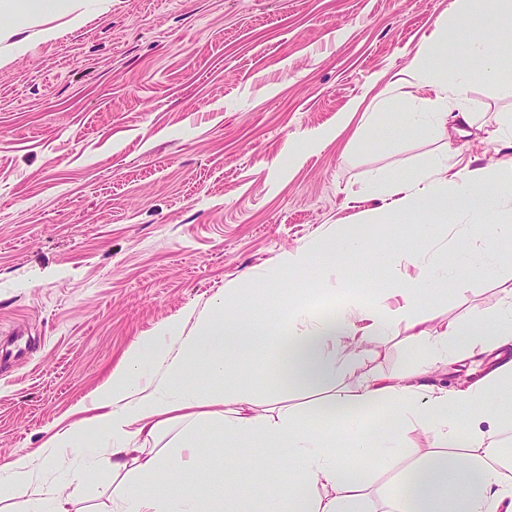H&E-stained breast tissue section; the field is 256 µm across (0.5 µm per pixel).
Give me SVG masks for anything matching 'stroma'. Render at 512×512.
Masks as SVG:
<instances>
[{
  "instance_id": "1",
  "label": "stroma",
  "mask_w": 512,
  "mask_h": 512,
  "mask_svg": "<svg viewBox=\"0 0 512 512\" xmlns=\"http://www.w3.org/2000/svg\"><path fill=\"white\" fill-rule=\"evenodd\" d=\"M451 0H63L43 24L14 23L26 51L0 39V331L20 326L27 350L0 359V464L49 457L48 442L77 420L140 336L176 318L193 325L229 281L261 280L283 250L333 226L337 246L378 242L413 252L446 218L362 224L348 200L375 175L410 178L441 151L411 127L358 121L292 161L288 149L335 128L352 100L372 99L410 66ZM83 25L70 26L73 15ZM59 30L46 39L41 28ZM512 68L472 83L468 106L484 130L512 113ZM512 284V254L497 276L468 272L464 292L440 296L452 319L494 313ZM252 374L192 376L271 398V352ZM214 427L197 436L200 497L224 492L239 454ZM262 481L237 495L264 512L287 449L255 444ZM80 512H110L104 451L80 463Z\"/></svg>"
}]
</instances>
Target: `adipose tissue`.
Masks as SVG:
<instances>
[{"label":"adipose tissue","instance_id":"ef3b65f1","mask_svg":"<svg viewBox=\"0 0 512 512\" xmlns=\"http://www.w3.org/2000/svg\"><path fill=\"white\" fill-rule=\"evenodd\" d=\"M450 10L452 22H437L424 49L391 82L395 88L434 90L423 108L392 113L391 120L442 141L473 124L462 102L469 85L496 81L502 64L512 61V30L503 25L512 18V0H452ZM475 14L488 19V26L461 30L460 21ZM496 135L508 150L496 163L460 168L454 150H446L412 179L382 178L375 206L358 213L364 224H390L405 213H451V247L433 244L390 257L353 240L340 250L331 229L280 253L263 287L229 283L192 328L167 321L139 338L91 402L80 406V419L54 434L56 454L82 456L84 437L109 436L113 512H249L235 487L254 476L247 450L257 443L290 451L280 462L282 482L272 512H370L367 487L338 455L341 446L373 459L377 471L394 472L404 483L406 495L386 500L384 512H512V455L501 444L503 421L487 406L502 383H512V361L463 391L426 381L450 362L512 347V287L503 289L490 322L478 310L440 322L432 305L447 289L462 290V256L491 270L512 250V193L489 190L512 179V115L503 118ZM366 262L389 271L368 301L346 286L350 267ZM293 276L312 277L315 289H328L337 301L333 314L318 317L292 305L276 329L256 321L253 309ZM401 327L409 330L420 365L391 375L366 368L370 347ZM268 347L280 381L292 378L308 387L333 383L323 400L329 410L325 426H303L283 401L260 411L248 393H201L185 384L196 365L220 377L228 364ZM148 361L154 371L146 375L142 367ZM206 423L220 425L225 447L240 451L224 471L220 497L202 498L195 489L199 461L193 434ZM176 425L184 436L169 461L148 443ZM417 427L431 452L409 464L410 433ZM463 443L464 453L458 450ZM80 484L75 476L66 486L40 488L33 458L17 456L0 468V512H69Z\"/></svg>","mask_w":512,"mask_h":512}]
</instances>
